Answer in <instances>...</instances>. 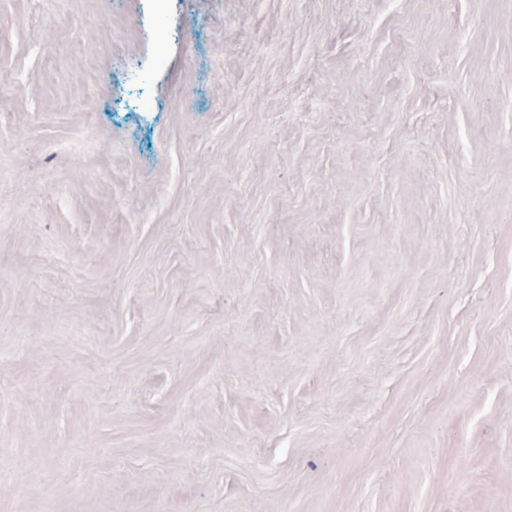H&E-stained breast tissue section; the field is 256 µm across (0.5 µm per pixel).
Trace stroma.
<instances>
[{"label": "stroma", "mask_w": 512, "mask_h": 512, "mask_svg": "<svg viewBox=\"0 0 512 512\" xmlns=\"http://www.w3.org/2000/svg\"><path fill=\"white\" fill-rule=\"evenodd\" d=\"M0 512H512V0H0Z\"/></svg>", "instance_id": "35a3bbf8"}]
</instances>
